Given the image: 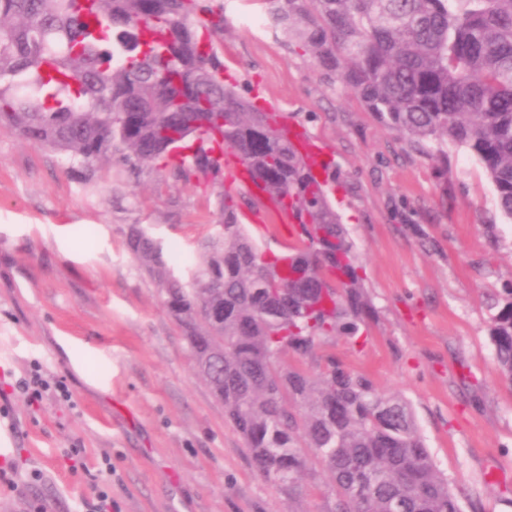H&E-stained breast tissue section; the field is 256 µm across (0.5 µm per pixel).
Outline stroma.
Listing matches in <instances>:
<instances>
[{"instance_id": "obj_1", "label": "stroma", "mask_w": 512, "mask_h": 512, "mask_svg": "<svg viewBox=\"0 0 512 512\" xmlns=\"http://www.w3.org/2000/svg\"><path fill=\"white\" fill-rule=\"evenodd\" d=\"M224 78L330 149L332 200L374 309L365 333L322 341L406 398L464 512H512V381L497 370L488 298L512 287V218L464 148L447 163L382 125L294 39L263 0H208ZM229 178L183 180L99 166L0 128V512H323L321 490L286 499L256 471L223 405L198 375L156 281L134 260L149 231L174 275L224 221ZM71 398L32 400L31 371Z\"/></svg>"}]
</instances>
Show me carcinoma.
<instances>
[{"mask_svg": "<svg viewBox=\"0 0 512 512\" xmlns=\"http://www.w3.org/2000/svg\"><path fill=\"white\" fill-rule=\"evenodd\" d=\"M272 21L409 144H453L483 164L512 217V0H264ZM204 0H0V127L92 171L112 154L177 177L220 175V139L273 200L291 201L298 241L261 251L224 193L221 231L181 282L134 226L128 247L177 320L201 378L260 475L292 496L319 465L324 512H463L404 398L330 358L300 361L367 327L354 245L302 154L224 82ZM31 88L21 96L19 85ZM497 368L512 380V289L491 295ZM294 353L299 363L285 360Z\"/></svg>", "mask_w": 512, "mask_h": 512, "instance_id": "obj_1", "label": "carcinoma"}]
</instances>
